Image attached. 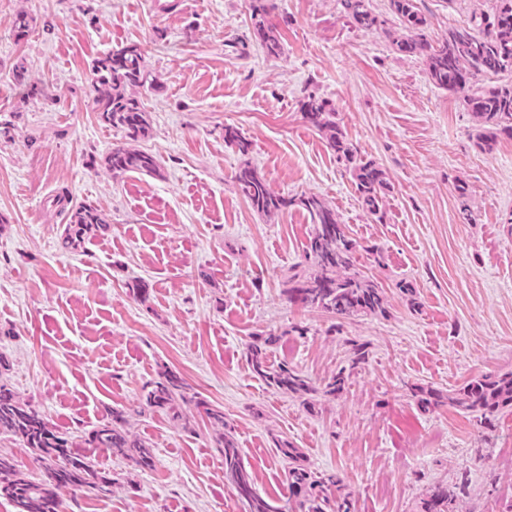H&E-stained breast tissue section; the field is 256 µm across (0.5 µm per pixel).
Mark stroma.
Wrapping results in <instances>:
<instances>
[{
  "instance_id": "1",
  "label": "stroma",
  "mask_w": 512,
  "mask_h": 512,
  "mask_svg": "<svg viewBox=\"0 0 512 512\" xmlns=\"http://www.w3.org/2000/svg\"><path fill=\"white\" fill-rule=\"evenodd\" d=\"M270 2L276 58L253 33L252 0H0V382L72 438L116 409L152 445L147 470L94 449L111 494L63 495L62 512H243L204 413L187 403L175 423L142 410L163 370L223 411L260 492H288L272 443L282 437L312 471L339 477L336 495L355 512H422L440 483L459 486L458 512H506L512 411L484 427L445 405L420 411L413 389L448 393L512 372V137L477 147L461 97L394 51L389 0H368L380 20L371 29L343 0ZM492 4L416 0L434 40ZM21 13L33 20L24 36ZM130 43L147 73L138 95L151 131L139 146L157 157L156 176L112 175L118 135L92 109L93 61ZM311 96L385 171L383 221L304 121ZM228 126L248 153L225 144ZM246 163L276 193L335 210L359 244L358 269L385 290L386 315L333 335L329 315L287 300L289 278L312 270L313 224L295 206L255 211L234 183ZM83 205L109 229L64 248ZM269 335L272 362L312 382L315 408L253 374L246 345ZM356 344L367 358L355 367ZM343 368V393L324 395Z\"/></svg>"
}]
</instances>
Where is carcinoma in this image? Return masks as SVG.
Segmentation results:
<instances>
[{
	"label": "carcinoma",
	"instance_id": "carcinoma-1",
	"mask_svg": "<svg viewBox=\"0 0 512 512\" xmlns=\"http://www.w3.org/2000/svg\"><path fill=\"white\" fill-rule=\"evenodd\" d=\"M343 2L358 26L370 29L378 25L377 16L367 8L365 0ZM389 6L402 30L392 40L394 49L421 58L430 82L461 95L477 123V147L490 150L498 136L512 135V81L476 84L480 77L496 80L512 73V0H495L492 12L472 16L471 25L452 28L446 38L436 42L429 39L426 18L416 10L414 0H390ZM268 15L266 0H253L255 36L266 55L277 56L282 45ZM144 79L143 56L136 44L111 50L92 65L94 112L104 126L121 134L106 157L115 176L129 172L154 175L159 171L157 158L135 146L149 136L151 129L144 105L134 93ZM302 112L303 118L325 136L337 159L351 166L363 209L383 219V199L388 190L385 171L375 162L357 157L355 148L336 124L335 110L326 100L310 96L302 103ZM224 142L242 154L249 150L248 141L232 127L224 129ZM234 182L239 193L261 214L270 216L297 205L311 217L313 231L305 253L313 270L286 289L289 301L338 320L386 314L384 289L356 270V242L318 196L286 199L276 194L258 169L248 163L236 171ZM97 229H107L97 209L80 207L65 230V244L76 250ZM278 340L277 336L258 337L248 344L252 372L282 392L314 393L310 381L288 363L270 362L269 349ZM414 394L417 407L424 412L445 401L457 411L490 424L501 413L512 410V373L484 376L446 395L428 387H418ZM187 402L181 379L164 371L147 386L143 408L162 409L178 422L183 420L182 405ZM0 434L14 436L33 449L43 469L42 478L31 480L16 470L11 457L0 454V498L10 503L12 512H59L60 494L65 490L94 491L100 496L111 492L107 478L98 469L99 463L76 451V442L52 430L39 411L5 384H0ZM216 442L224 449V477L234 486L245 512H353L350 501L335 497V475H319L308 469L293 442L274 441L277 455L288 462L286 498L257 491L255 477L244 465L232 435L222 431ZM84 444L121 455L143 470L154 465L150 443L128 430L127 419L119 411L112 412L110 421L94 430ZM455 498L454 488L438 485L424 499L422 512H453Z\"/></svg>",
	"mask_w": 512,
	"mask_h": 512
}]
</instances>
